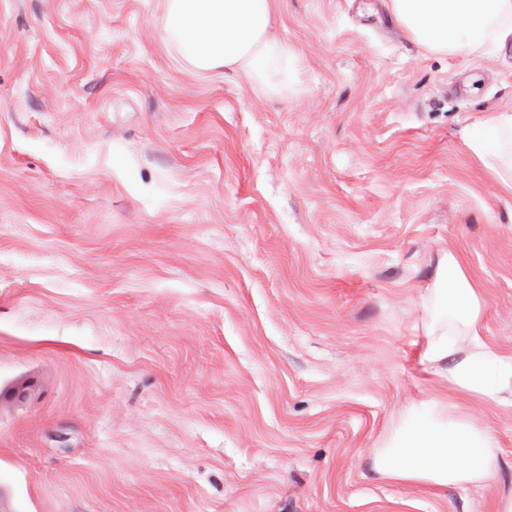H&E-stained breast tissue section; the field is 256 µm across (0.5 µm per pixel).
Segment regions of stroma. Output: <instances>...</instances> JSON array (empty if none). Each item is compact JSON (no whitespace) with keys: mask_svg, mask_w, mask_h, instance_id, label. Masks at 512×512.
I'll return each mask as SVG.
<instances>
[{"mask_svg":"<svg viewBox=\"0 0 512 512\" xmlns=\"http://www.w3.org/2000/svg\"><path fill=\"white\" fill-rule=\"evenodd\" d=\"M299 87L187 70L161 0H0V500L10 512H494L374 480L439 396L442 249L512 350V196L465 144L507 57L414 45L382 0H278Z\"/></svg>","mask_w":512,"mask_h":512,"instance_id":"stroma-1","label":"stroma"}]
</instances>
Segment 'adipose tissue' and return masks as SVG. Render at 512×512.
<instances>
[{"label":"adipose tissue","instance_id":"1","mask_svg":"<svg viewBox=\"0 0 512 512\" xmlns=\"http://www.w3.org/2000/svg\"><path fill=\"white\" fill-rule=\"evenodd\" d=\"M418 46L440 56L474 57L512 47V0H386ZM165 38L195 73L248 74L270 96L288 90L279 73L295 54L280 38L276 0H164ZM485 140L470 152L512 192V109L483 116ZM424 345L419 363L446 383L429 403L426 424L411 426L414 407L399 411L371 450L375 476L398 485L448 490L484 486L499 473L494 431L475 424L460 404L475 398L512 408V351L483 337L486 299L462 257L445 250L422 296Z\"/></svg>","mask_w":512,"mask_h":512}]
</instances>
